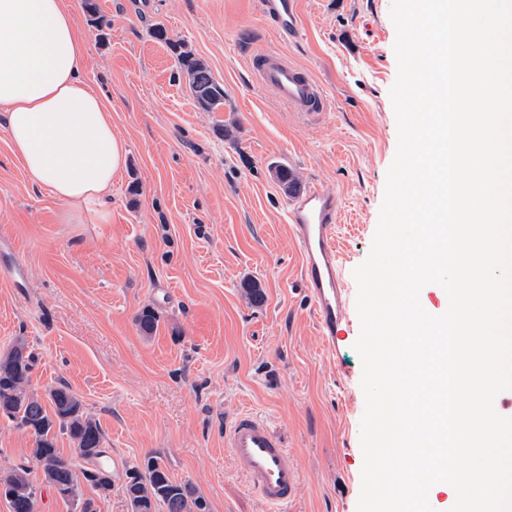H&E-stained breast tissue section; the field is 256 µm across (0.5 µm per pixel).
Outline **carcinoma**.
<instances>
[{
  "label": "carcinoma",
  "instance_id": "cac0c4a2",
  "mask_svg": "<svg viewBox=\"0 0 512 512\" xmlns=\"http://www.w3.org/2000/svg\"><path fill=\"white\" fill-rule=\"evenodd\" d=\"M180 72L185 75L197 104L206 112L224 107V86L214 80L206 64L188 51L176 56ZM274 175L282 189L294 193L299 186L295 172L286 165L274 167ZM145 336L157 329V317L150 308L138 317ZM35 358L24 342L18 341L0 353V417L15 423L34 436L32 457L43 471L46 483L57 494L75 501L80 512H95L94 502L81 498L75 465L63 458L55 445L57 433L69 436L75 448L88 455L83 473L85 482L101 493L112 491V470L109 456L101 455L102 432L99 425L84 410L82 400L65 384L48 390L51 408H46L30 388ZM11 491L8 501L11 512H36L38 490L28 479V469L21 465L0 474V488ZM123 493L130 512H205L206 503L187 482H177L167 467L151 458L143 466L125 471Z\"/></svg>",
  "mask_w": 512,
  "mask_h": 512
}]
</instances>
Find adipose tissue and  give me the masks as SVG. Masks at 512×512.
<instances>
[{
  "label": "adipose tissue",
  "mask_w": 512,
  "mask_h": 512,
  "mask_svg": "<svg viewBox=\"0 0 512 512\" xmlns=\"http://www.w3.org/2000/svg\"><path fill=\"white\" fill-rule=\"evenodd\" d=\"M86 65L66 0H0V127L34 184L71 211L97 210L103 221L127 149L80 78Z\"/></svg>",
  "instance_id": "adipose-tissue-1"
}]
</instances>
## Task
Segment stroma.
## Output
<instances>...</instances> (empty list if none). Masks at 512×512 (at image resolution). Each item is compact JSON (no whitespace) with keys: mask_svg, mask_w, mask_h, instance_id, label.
Wrapping results in <instances>:
<instances>
[{"mask_svg":"<svg viewBox=\"0 0 512 512\" xmlns=\"http://www.w3.org/2000/svg\"><path fill=\"white\" fill-rule=\"evenodd\" d=\"M84 36L83 78L127 145L106 223L64 222L65 206L30 181L0 132V232L23 287L0 269V351L23 340L36 357L31 388L67 384L99 425L115 463L161 460L206 512H268L224 450L242 410L265 416L301 469L290 512H357L365 411L360 333L321 346L301 283V251L272 166L335 194L343 285L369 256L397 150L390 90L398 73L392 0H300L296 41L280 42L259 0H97V28L68 0ZM165 28L169 39L153 37ZM224 87V109L198 107L170 41ZM276 50L307 67L324 114L293 111L261 89L248 59ZM264 293L255 303L246 285ZM154 308L151 336L137 317ZM34 438L0 420V471L26 465L38 512H74L50 489Z\"/></svg>","mask_w":512,"mask_h":512,"instance_id":"stroma-1","label":"stroma"}]
</instances>
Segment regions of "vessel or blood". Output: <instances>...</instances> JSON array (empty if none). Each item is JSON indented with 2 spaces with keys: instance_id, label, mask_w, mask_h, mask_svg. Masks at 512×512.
Returning a JSON list of instances; mask_svg holds the SVG:
<instances>
[{
  "instance_id": "b4317fda",
  "label": "vessel or blood",
  "mask_w": 512,
  "mask_h": 512,
  "mask_svg": "<svg viewBox=\"0 0 512 512\" xmlns=\"http://www.w3.org/2000/svg\"><path fill=\"white\" fill-rule=\"evenodd\" d=\"M298 0H262L263 15L282 41L299 32ZM249 66L259 86L305 114L324 110L320 84L304 67L280 52L254 54ZM288 222L302 254V285L312 304L321 345L335 354L348 337V294L342 281V249L339 243L341 211L335 195L317 187L292 196L287 202ZM224 448L248 487L265 503L285 507L300 486L299 468L292 449L285 446L263 417L245 410L224 427Z\"/></svg>"
}]
</instances>
